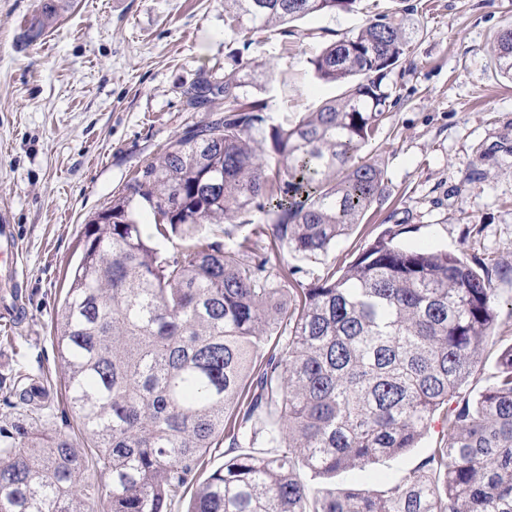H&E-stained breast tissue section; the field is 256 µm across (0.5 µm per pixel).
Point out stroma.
<instances>
[{
	"mask_svg": "<svg viewBox=\"0 0 512 512\" xmlns=\"http://www.w3.org/2000/svg\"><path fill=\"white\" fill-rule=\"evenodd\" d=\"M405 13V61L385 83L390 118L363 149L385 172L382 201L359 232L320 260L286 252L302 286L351 261L379 225L408 224L400 244L484 260L512 336V78L492 53L512 0H357L353 10L232 36L224 0H56L37 42L24 39L41 0H0V210L18 249L17 278L0 277V428L18 411L9 382L42 371L63 395L51 323L87 222L113 191L179 136L222 113L223 96L188 111L197 81L238 71L275 124H292L339 95L314 76L323 47L379 14Z\"/></svg>",
	"mask_w": 512,
	"mask_h": 512,
	"instance_id": "obj_1",
	"label": "stroma"
}]
</instances>
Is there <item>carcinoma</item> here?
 Wrapping results in <instances>:
<instances>
[{
  "instance_id": "cac0c4a2",
  "label": "carcinoma",
  "mask_w": 512,
  "mask_h": 512,
  "mask_svg": "<svg viewBox=\"0 0 512 512\" xmlns=\"http://www.w3.org/2000/svg\"><path fill=\"white\" fill-rule=\"evenodd\" d=\"M356 2L224 0L225 25L244 37ZM50 19H33L28 41ZM408 46L395 15L322 49L315 76L343 92L290 127L267 126L266 103L235 73L186 91L195 112L215 90L228 107L187 126L87 223L52 322L86 447L31 401L43 376L17 373L22 419L0 429V512H92L103 494L107 512H169L190 489L187 512H512V342L497 335L484 266L405 247L404 227L307 288L281 256L319 259L380 199L385 172L360 153L388 118L383 80ZM492 50L512 76V27ZM140 208L154 235L184 237L180 253L151 246ZM255 208L267 223L237 236ZM204 224L224 240L197 239ZM259 239L272 248L260 259ZM493 343L494 371L475 393ZM437 416L447 434L410 473L370 475ZM223 445L224 464L197 482ZM355 471L358 482L336 483Z\"/></svg>"
}]
</instances>
